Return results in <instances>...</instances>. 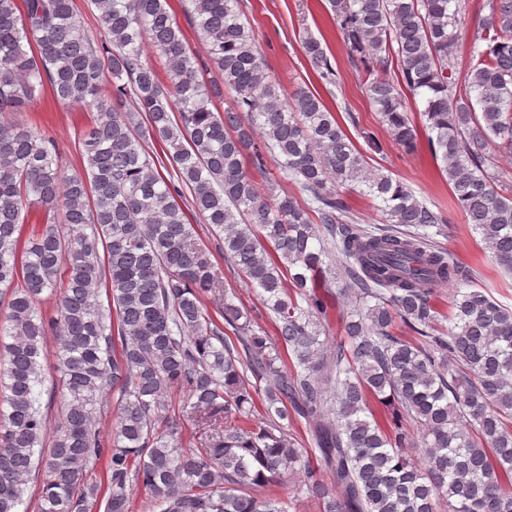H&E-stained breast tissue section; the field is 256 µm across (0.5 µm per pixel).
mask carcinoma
<instances>
[{
	"instance_id": "cac0c4a2",
	"label": "carcinoma",
	"mask_w": 512,
	"mask_h": 512,
	"mask_svg": "<svg viewBox=\"0 0 512 512\" xmlns=\"http://www.w3.org/2000/svg\"><path fill=\"white\" fill-rule=\"evenodd\" d=\"M184 2L204 56L168 0H93L100 39L73 0H0V113L26 111L47 88L98 112L80 139L87 166L74 174L53 139L0 122V332L11 338L0 341V512H18L35 471L38 512H131L134 484L161 512H286L258 490L298 469L320 512H512V308L472 287L471 271L431 240L427 229L445 233L446 212L372 170L318 95L278 91L240 0ZM483 7L470 28L464 0H327L394 140L416 145L405 98L420 97L459 210L512 272V184L497 165L512 153V0ZM466 40L460 87L453 49ZM147 43L163 79L143 59ZM302 48L336 83L321 42L308 34ZM213 72L219 81L206 78ZM226 90L233 108L213 111ZM127 97L134 108L115 105ZM152 138L177 181L146 151ZM266 156L307 198L260 189ZM180 184L224 259L259 289L274 335L227 298L209 312L221 280ZM357 188L379 200L386 227L354 222L341 190ZM62 265L48 319L41 296ZM338 282L355 309L348 342L328 352L325 296ZM444 282L455 286L446 326L434 303ZM398 321L415 339L394 333ZM50 334L64 410L45 448L38 387ZM175 390L209 428L199 447L184 440L181 418L159 416ZM260 394L262 426L251 419ZM371 397L397 418L379 422ZM110 415L106 446L97 425ZM315 416L313 466L289 427ZM400 419L423 434L416 459L403 451ZM103 458L104 485L88 480Z\"/></svg>"
}]
</instances>
